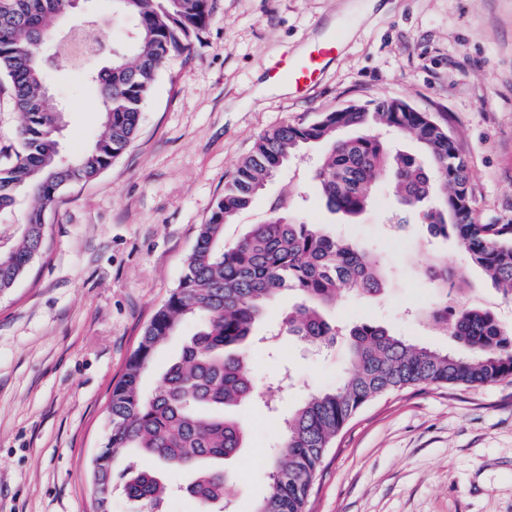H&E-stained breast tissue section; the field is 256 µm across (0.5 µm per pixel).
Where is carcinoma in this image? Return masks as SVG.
<instances>
[{"instance_id":"obj_1","label":"carcinoma","mask_w":512,"mask_h":512,"mask_svg":"<svg viewBox=\"0 0 512 512\" xmlns=\"http://www.w3.org/2000/svg\"><path fill=\"white\" fill-rule=\"evenodd\" d=\"M67 0H0V78L8 82L22 117L15 150L0 161V292L25 275L45 240L43 215L66 189L92 181L119 158L137 136L144 105L157 75L170 60L193 57L214 12V0H113L128 20L112 62L92 72L101 99V132L94 145L71 160L60 156L58 105L44 92L45 66L36 52L56 31ZM58 32V31H56ZM80 30L58 32V50ZM398 98H379L325 112L308 125H283L263 134L224 183L207 221L199 225L184 274L144 327L137 347L112 390L107 410L111 481H119L140 512H165L169 490L154 469L131 460L119 472V457L135 448L161 465L192 471L185 494L197 512H214L233 475L215 464L238 457L250 433L247 422L228 413L259 398L252 370V337L267 307L284 291L297 302L282 314L276 335L325 345L346 337L351 375L341 384L313 392L285 421L283 441L255 512H306L323 457L338 433L373 399L417 385L473 387L512 378V328L488 309L448 300L427 306L421 316L462 347L441 353L364 321L350 328L330 321L325 310L345 292L375 297L385 288L381 258L360 243L338 240L315 224L290 215L288 197L277 199L267 217L241 238L224 241L233 224L276 173L305 146L329 144L315 180L326 208L355 216L370 203L376 181L397 188L406 212L434 237H451L495 287L512 296V224H481L465 156L447 126L429 112H409ZM344 128L359 134L336 138ZM411 136L421 153L408 155L375 135ZM32 201L19 211L18 202ZM424 279L448 291V267L428 264ZM199 330L159 377L150 393L142 376L156 351L183 321Z\"/></svg>"}]
</instances>
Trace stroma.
Here are the masks:
<instances>
[{"instance_id":"stroma-1","label":"stroma","mask_w":512,"mask_h":512,"mask_svg":"<svg viewBox=\"0 0 512 512\" xmlns=\"http://www.w3.org/2000/svg\"><path fill=\"white\" fill-rule=\"evenodd\" d=\"M337 34L342 50L307 96L269 89L268 63ZM39 53L67 110L62 152L76 156L98 134L100 98L82 67L61 60L55 36ZM379 97L446 125L467 157L478 220L512 224V0H215L194 57L158 75L132 145L99 178L61 193L46 211L41 252L0 293V512H94L92 460L112 387L181 279L225 180L264 132ZM318 154L310 148L282 169L225 225V240L287 194L296 216L384 258V296L340 298L338 324L372 320L456 350L417 315L438 299L420 274L431 263L461 273L449 297L464 294L512 327V298L454 239L412 222L392 230L398 208L386 182L363 215L330 213L310 178ZM253 366L277 408L245 411L248 446L224 464L236 475L226 512H253L283 417L343 378L348 355L340 343L326 349L282 336L254 349ZM306 512H512V378L412 386L371 401L326 452Z\"/></svg>"}]
</instances>
